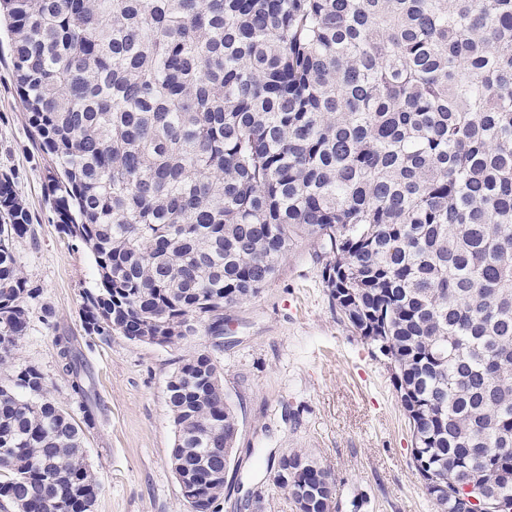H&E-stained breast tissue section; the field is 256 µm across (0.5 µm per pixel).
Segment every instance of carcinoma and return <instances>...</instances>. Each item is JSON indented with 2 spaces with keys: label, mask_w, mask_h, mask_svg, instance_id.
<instances>
[{
  "label": "carcinoma",
  "mask_w": 512,
  "mask_h": 512,
  "mask_svg": "<svg viewBox=\"0 0 512 512\" xmlns=\"http://www.w3.org/2000/svg\"><path fill=\"white\" fill-rule=\"evenodd\" d=\"M0 16L57 223L93 256L87 336L221 335L308 237L343 319L385 345L438 512H464L454 483L512 498V0H0ZM30 235L3 171L0 498L88 512L76 337L55 347L80 419L13 364L40 296L15 255ZM167 404L179 485L218 512L209 434L235 443L238 419L209 353L181 361ZM274 482L314 512L333 501L302 451Z\"/></svg>",
  "instance_id": "1"
}]
</instances>
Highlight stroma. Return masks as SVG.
I'll return each instance as SVG.
<instances>
[{"label": "stroma", "instance_id": "obj_1", "mask_svg": "<svg viewBox=\"0 0 512 512\" xmlns=\"http://www.w3.org/2000/svg\"><path fill=\"white\" fill-rule=\"evenodd\" d=\"M18 93L11 41L0 25V171L32 218L16 246L24 273L41 290L28 303L29 329L14 355L39 366L55 401L71 408L54 338L83 333L82 307L95 286L90 252L60 231L47 179ZM309 239L294 242L276 276L254 298L224 312V335H194L169 346L120 334L83 353L98 410L86 433L100 483L93 512H188L170 466L175 426L167 383L183 359L208 352L224 376L239 432L219 512H296L274 483L284 450L312 454L336 482L338 512H436L411 460V434L387 359L343 320L322 280Z\"/></svg>", "mask_w": 512, "mask_h": 512}]
</instances>
